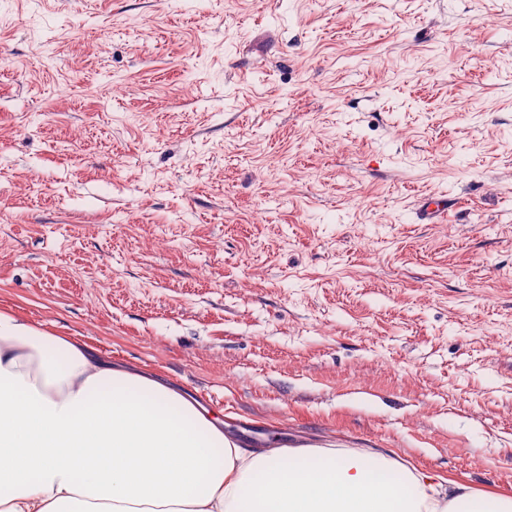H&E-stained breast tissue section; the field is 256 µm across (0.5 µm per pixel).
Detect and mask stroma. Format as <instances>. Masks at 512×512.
<instances>
[{
  "label": "stroma",
  "mask_w": 512,
  "mask_h": 512,
  "mask_svg": "<svg viewBox=\"0 0 512 512\" xmlns=\"http://www.w3.org/2000/svg\"><path fill=\"white\" fill-rule=\"evenodd\" d=\"M0 312L512 497V0H0Z\"/></svg>",
  "instance_id": "1"
}]
</instances>
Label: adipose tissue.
Masks as SVG:
<instances>
[{"label":"adipose tissue","mask_w":512,"mask_h":512,"mask_svg":"<svg viewBox=\"0 0 512 512\" xmlns=\"http://www.w3.org/2000/svg\"><path fill=\"white\" fill-rule=\"evenodd\" d=\"M309 457L326 459L310 469ZM512 512L368 448L246 451L223 420L88 344L0 313V512Z\"/></svg>","instance_id":"adipose-tissue-1"}]
</instances>
